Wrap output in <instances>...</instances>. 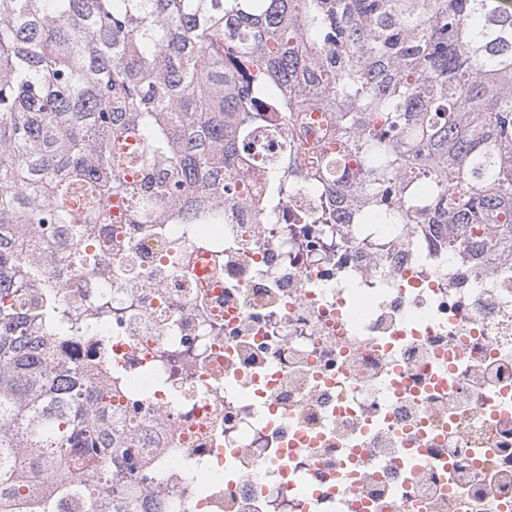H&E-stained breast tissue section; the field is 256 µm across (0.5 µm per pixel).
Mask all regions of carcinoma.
<instances>
[{"label":"carcinoma","instance_id":"cac0c4a2","mask_svg":"<svg viewBox=\"0 0 512 512\" xmlns=\"http://www.w3.org/2000/svg\"><path fill=\"white\" fill-rule=\"evenodd\" d=\"M305 112L357 161L382 224H454L469 241L512 219V11L500 0H0V512H167L151 470L112 436V366L91 386L55 358L72 324L112 323L101 293L64 306L32 243L65 227L73 260L97 225L222 224L251 199L260 129L279 152L263 208L302 190L336 219L324 147L293 146ZM107 461L131 479L74 480ZM49 483L32 497L23 488Z\"/></svg>","mask_w":512,"mask_h":512}]
</instances>
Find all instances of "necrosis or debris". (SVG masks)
<instances>
[{"label": "necrosis or debris", "instance_id": "necrosis-or-debris-1", "mask_svg": "<svg viewBox=\"0 0 512 512\" xmlns=\"http://www.w3.org/2000/svg\"><path fill=\"white\" fill-rule=\"evenodd\" d=\"M246 185L205 249L191 224L119 223L91 264L62 234L35 249L66 304L107 286L111 330L56 349L92 381L109 350L112 428L134 432L150 495L178 512H512L498 225L462 243L449 225L323 224L302 192L267 224L262 169Z\"/></svg>", "mask_w": 512, "mask_h": 512}]
</instances>
